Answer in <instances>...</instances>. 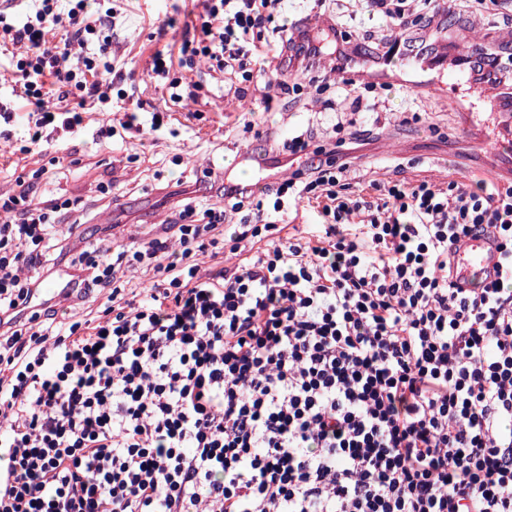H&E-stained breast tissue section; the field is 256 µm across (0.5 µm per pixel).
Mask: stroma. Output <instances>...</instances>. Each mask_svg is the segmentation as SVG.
Listing matches in <instances>:
<instances>
[{
    "label": "stroma",
    "mask_w": 512,
    "mask_h": 512,
    "mask_svg": "<svg viewBox=\"0 0 512 512\" xmlns=\"http://www.w3.org/2000/svg\"><path fill=\"white\" fill-rule=\"evenodd\" d=\"M197 8V0H126L112 29V47L121 56L126 87L144 111L165 107V92L148 76L152 55L180 39L184 21ZM511 29L508 23L492 22L477 10L464 14L462 22L444 35L455 52L465 46L466 35L479 33L493 39ZM493 95L490 89L470 92L453 110L447 95L424 96L403 82H394L383 93L388 111L385 126L347 153L352 177L361 182L381 180L400 167L409 180L431 177L471 187L483 184L497 161L487 154L479 131L459 130L458 115L471 110L477 123H488ZM404 112L423 113L424 120L412 127L401 125ZM247 121L253 126L249 133L243 130ZM297 131L309 132L317 142L333 135L318 104L285 99L268 111L254 96L237 98L228 83L207 75L198 103L173 107L171 130L158 141L118 140L110 150L91 143L74 149L58 145V155L73 163L70 192L83 197L94 215L93 222L73 232L71 250H79L87 237L120 245L129 243L136 229L146 238L164 234L186 199L197 195L187 170L211 160L227 174L238 176L241 154L274 156L276 144ZM107 179L114 182L111 197L96 200V181Z\"/></svg>",
    "instance_id": "stroma-1"
}]
</instances>
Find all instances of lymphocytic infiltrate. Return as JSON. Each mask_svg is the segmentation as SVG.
<instances>
[{
  "label": "lymphocytic infiltrate",
  "instance_id": "1",
  "mask_svg": "<svg viewBox=\"0 0 512 512\" xmlns=\"http://www.w3.org/2000/svg\"><path fill=\"white\" fill-rule=\"evenodd\" d=\"M384 17L377 48L431 52L414 30L443 24L444 0H353ZM283 0H200L177 53L155 52L151 76L171 102L198 101L205 65L278 95L331 108L321 73L364 54L339 23L275 24ZM0 141L14 142L13 103L26 100L25 143L151 137L169 113L113 110L125 75L112 56L114 7L33 0L8 21ZM276 52L289 80L263 77ZM277 94H270V87ZM337 134L305 133L277 152L299 169L258 190L213 164L207 194L184 204L168 236L89 245L64 260L83 212L67 190L38 192L64 167L52 158L0 189V512H512V184L477 190L428 179L352 181L342 149L382 125H358L363 92ZM310 204L302 236L283 224ZM240 214L232 238L222 226ZM498 243L497 280L468 295L448 281L460 236ZM231 251L233 268H202ZM70 269L78 299L100 315L68 321L55 305L22 314L38 288ZM152 273L128 293L123 279Z\"/></svg>",
  "mask_w": 512,
  "mask_h": 512
}]
</instances>
